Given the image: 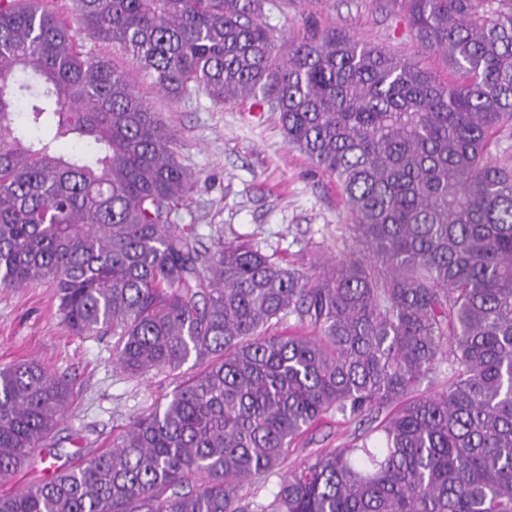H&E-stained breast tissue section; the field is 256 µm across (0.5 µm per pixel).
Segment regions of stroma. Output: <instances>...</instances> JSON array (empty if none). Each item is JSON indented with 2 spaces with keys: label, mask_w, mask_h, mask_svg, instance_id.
<instances>
[{
  "label": "stroma",
  "mask_w": 512,
  "mask_h": 512,
  "mask_svg": "<svg viewBox=\"0 0 512 512\" xmlns=\"http://www.w3.org/2000/svg\"><path fill=\"white\" fill-rule=\"evenodd\" d=\"M312 16L401 55L417 50L398 7L385 0H324L315 13L302 0H286L281 9L269 11L268 22L293 38ZM84 46L123 69L176 134L178 159L194 175L179 223L197 225L205 236L223 232L228 241L254 238L287 250L293 260L305 248L329 257L350 244V216L335 181L287 145L276 113L249 100L220 108L203 94L171 102L120 51L90 40ZM112 342L109 335H72L47 287H0V365L37 359L69 379L76 394L53 440L56 465L108 446L131 416L163 401L181 380L169 372L125 379L112 365ZM374 425L370 416L324 418L292 449L285 466L294 468L314 451L346 447Z\"/></svg>",
  "instance_id": "35a3bbf8"
}]
</instances>
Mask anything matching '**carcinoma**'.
<instances>
[{
	"label": "carcinoma",
	"instance_id": "cac0c4a2",
	"mask_svg": "<svg viewBox=\"0 0 512 512\" xmlns=\"http://www.w3.org/2000/svg\"><path fill=\"white\" fill-rule=\"evenodd\" d=\"M0 0V286L44 285L77 336L112 333L166 402L105 448L0 496V512H512V0H400L454 78L334 25L286 39L275 0ZM173 101L278 113L336 180L356 249L295 266L174 218L191 176L125 72ZM83 147L63 153L59 145ZM448 364V384L422 382ZM73 387L0 368V478L31 462ZM386 413L276 473L325 416Z\"/></svg>",
	"mask_w": 512,
	"mask_h": 512
}]
</instances>
